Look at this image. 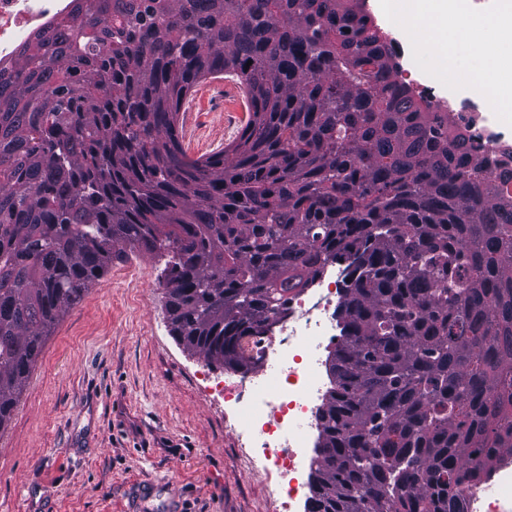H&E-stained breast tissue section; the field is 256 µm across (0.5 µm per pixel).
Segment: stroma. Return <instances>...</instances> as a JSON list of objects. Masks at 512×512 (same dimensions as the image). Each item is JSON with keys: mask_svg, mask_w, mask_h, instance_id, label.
Returning a JSON list of instances; mask_svg holds the SVG:
<instances>
[{"mask_svg": "<svg viewBox=\"0 0 512 512\" xmlns=\"http://www.w3.org/2000/svg\"><path fill=\"white\" fill-rule=\"evenodd\" d=\"M179 118L190 157L222 150L248 118L241 85L200 82ZM165 267L126 249L60 317L0 430V512H126L146 482L150 512H272L270 484L208 400L223 369L170 330Z\"/></svg>", "mask_w": 512, "mask_h": 512, "instance_id": "stroma-1", "label": "stroma"}]
</instances>
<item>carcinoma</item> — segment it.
Instances as JSON below:
<instances>
[{"instance_id": "1", "label": "carcinoma", "mask_w": 512, "mask_h": 512, "mask_svg": "<svg viewBox=\"0 0 512 512\" xmlns=\"http://www.w3.org/2000/svg\"><path fill=\"white\" fill-rule=\"evenodd\" d=\"M0 82V430L46 336L123 250L172 255L171 331L209 365L330 262L342 341L308 512H467L512 363V171L409 91L350 0H75ZM238 78L237 140L190 157L183 99Z\"/></svg>"}]
</instances>
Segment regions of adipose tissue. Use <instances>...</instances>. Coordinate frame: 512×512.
I'll return each mask as SVG.
<instances>
[{
  "instance_id": "1",
  "label": "adipose tissue",
  "mask_w": 512,
  "mask_h": 512,
  "mask_svg": "<svg viewBox=\"0 0 512 512\" xmlns=\"http://www.w3.org/2000/svg\"><path fill=\"white\" fill-rule=\"evenodd\" d=\"M401 9L396 14L400 23L413 22L420 25L425 34L424 44L429 47L440 64L453 59L451 44L468 45L470 67L468 73L481 77L486 65V39L483 32L475 29L471 19L463 12H449L448 0H432L423 5L422 0H400Z\"/></svg>"
}]
</instances>
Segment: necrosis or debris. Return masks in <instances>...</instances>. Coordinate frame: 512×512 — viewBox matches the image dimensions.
<instances>
[{
  "label": "necrosis or debris",
  "mask_w": 512,
  "mask_h": 512,
  "mask_svg": "<svg viewBox=\"0 0 512 512\" xmlns=\"http://www.w3.org/2000/svg\"><path fill=\"white\" fill-rule=\"evenodd\" d=\"M72 5L73 0H0V75L10 76L27 41L41 31L52 33ZM392 46L399 62L395 84L423 97L450 125L461 128L472 160L496 173L512 170V122L502 119L486 92L503 82V75L442 90L413 61L408 44L396 39ZM338 285L321 277L311 292L292 294L269 331L243 340L251 375L225 376L220 389L227 427L248 449L249 462L274 483V512H292L295 476L316 445V411L327 392L324 354L336 344ZM464 493L468 512H512V453L501 452L491 477L465 486Z\"/></svg>",
  "instance_id": "4bbe7bcc"
}]
</instances>
